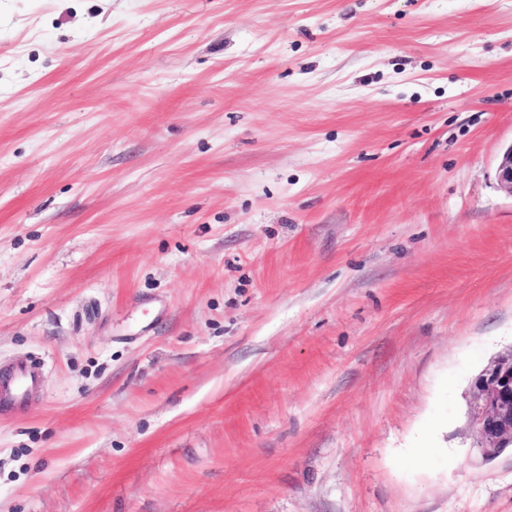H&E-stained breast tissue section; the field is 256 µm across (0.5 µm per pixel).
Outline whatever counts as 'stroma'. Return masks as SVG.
Wrapping results in <instances>:
<instances>
[{"instance_id": "1", "label": "stroma", "mask_w": 512, "mask_h": 512, "mask_svg": "<svg viewBox=\"0 0 512 512\" xmlns=\"http://www.w3.org/2000/svg\"><path fill=\"white\" fill-rule=\"evenodd\" d=\"M512 0H0V512H512ZM481 401L474 415L481 455L492 458L512 442V355L496 361L476 380ZM36 382L35 375L25 367H12L7 372L0 373V396L8 398L14 403L22 404L26 401L29 391Z\"/></svg>"}]
</instances>
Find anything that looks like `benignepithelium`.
<instances>
[{"mask_svg": "<svg viewBox=\"0 0 512 512\" xmlns=\"http://www.w3.org/2000/svg\"><path fill=\"white\" fill-rule=\"evenodd\" d=\"M496 178L512 191V145L499 158ZM480 399L474 422L481 455L492 458L512 442V356L496 361L476 380Z\"/></svg>", "mask_w": 512, "mask_h": 512, "instance_id": "1", "label": "benign epithelium"}]
</instances>
